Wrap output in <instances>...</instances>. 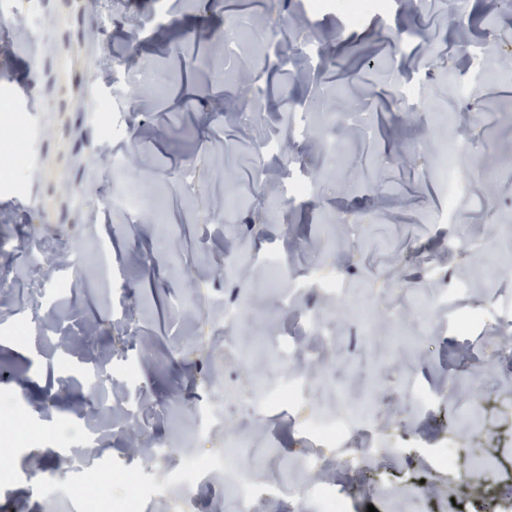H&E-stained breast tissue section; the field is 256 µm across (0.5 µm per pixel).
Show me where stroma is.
I'll return each mask as SVG.
<instances>
[{
	"label": "stroma",
	"instance_id": "obj_1",
	"mask_svg": "<svg viewBox=\"0 0 512 512\" xmlns=\"http://www.w3.org/2000/svg\"><path fill=\"white\" fill-rule=\"evenodd\" d=\"M49 0H0V98H11L18 61L38 73L29 88L28 140L21 182L0 167V240L14 245L0 287V398L28 420L0 422V457L15 480L0 485V512H52L57 489L76 479L98 490L121 469L143 470L132 450L175 449L183 466L200 458L185 444L191 413L208 410L231 424L212 442L239 446L260 469L259 481L302 498L303 425L331 412L374 436L389 420H405L423 451L449 442L488 440L512 419V69L489 70L512 48V12L488 0H385L383 11L350 21L339 12L307 17L306 0H85L83 67L72 75L90 98L111 104L110 118L132 137L98 131L93 112H60L55 85L43 73L58 31ZM275 34L304 28L325 51V68L301 75L275 64L254 69L261 20ZM237 21V52L220 40ZM226 73L225 81L213 70ZM411 84L419 100L401 111L394 90ZM260 97H252L251 86ZM335 113L325 130V113ZM288 146L275 158L254 152L263 138ZM458 162L470 183L456 201L458 228L435 223L447 199L435 181L437 153ZM139 157L122 178L134 194L157 200L160 214L144 221L113 191L116 156ZM304 174L315 189L305 201L281 204L276 177ZM260 213V225L248 222ZM456 236L467 256L448 255ZM492 241L485 258L477 247ZM295 258L306 277L315 263L339 269L347 313L335 341L307 338L305 314L329 306L323 293L279 308L263 260ZM501 269L488 279L485 267ZM448 274L455 294L444 322L429 321L422 303L431 269ZM249 317L232 347L224 345V308ZM466 322L457 331V322ZM23 325L13 336L10 326ZM210 348L196 351L195 326ZM279 336L290 351L309 342L319 362L335 365V383L297 403H230L208 393L205 368L236 390L267 358L250 336ZM108 363L106 387H93L96 364ZM446 390L447 401L421 393ZM468 421L466 432L452 427ZM95 431L96 453L71 474L57 432L72 421ZM55 458L59 474L36 477ZM396 462L382 487L336 483L348 512H434L455 494L448 475L424 471L432 497L396 493L413 474Z\"/></svg>",
	"mask_w": 512,
	"mask_h": 512
}]
</instances>
